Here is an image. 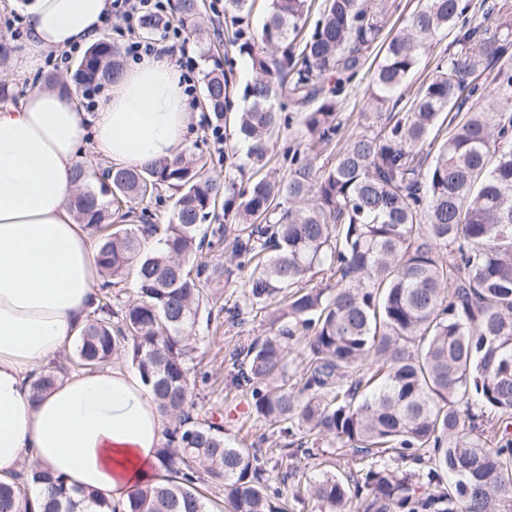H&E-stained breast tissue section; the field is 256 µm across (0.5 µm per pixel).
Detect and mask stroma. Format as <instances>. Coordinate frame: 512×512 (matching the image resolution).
Here are the masks:
<instances>
[{"label": "stroma", "instance_id": "35a3bbf8", "mask_svg": "<svg viewBox=\"0 0 512 512\" xmlns=\"http://www.w3.org/2000/svg\"><path fill=\"white\" fill-rule=\"evenodd\" d=\"M204 3L202 24L207 35L201 42L190 40L189 53L197 58L203 53H210L213 59L220 61L223 68L232 69L235 85H243L252 76L251 64L247 57L225 49L233 29L224 21V0H204ZM17 15V9L11 7L8 0H0V34L5 35V44L10 51L6 62L0 64V82L7 85L13 100L18 102L30 90L45 88L48 75L69 78L74 65L70 62L60 65L50 54L33 53L28 34L17 33L11 25ZM339 106L337 118L342 124V137L360 132L377 119V112L369 102L367 81L352 84L340 97ZM204 125L201 119L191 121L183 142L184 150L203 158L212 176L219 179L227 175L237 176L239 170L248 169L245 150L236 136H225L223 145H215L211 137L205 135ZM266 315V310L253 309L246 316L245 326L232 329L228 327L224 313L218 311L210 327L199 331L202 364L212 376L209 404L221 411L225 435L235 445L251 444L262 435L267 438V447H274L280 441L272 427L244 413L243 408L248 405L249 399L230 384L229 352L249 343L253 337L268 335L270 328ZM342 453L339 446L323 443L316 447L314 456L300 455L289 460L288 466L295 472L294 477L288 480L289 487H296L300 483L309 484L323 472L335 471Z\"/></svg>", "mask_w": 512, "mask_h": 512}]
</instances>
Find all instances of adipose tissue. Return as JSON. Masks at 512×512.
<instances>
[{
    "instance_id": "1",
    "label": "adipose tissue",
    "mask_w": 512,
    "mask_h": 512,
    "mask_svg": "<svg viewBox=\"0 0 512 512\" xmlns=\"http://www.w3.org/2000/svg\"><path fill=\"white\" fill-rule=\"evenodd\" d=\"M109 0H27L31 45L63 51L95 39ZM190 114L168 53L112 82L96 114L61 87L0 105V481L24 462L70 486L124 504L158 479L167 426L138 373L114 364L33 396L29 376L50 367L98 303L96 250L70 206L79 149L141 167L182 147Z\"/></svg>"
}]
</instances>
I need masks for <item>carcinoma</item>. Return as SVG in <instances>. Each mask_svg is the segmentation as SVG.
Segmentation results:
<instances>
[{
    "label": "carcinoma",
    "mask_w": 512,
    "mask_h": 512,
    "mask_svg": "<svg viewBox=\"0 0 512 512\" xmlns=\"http://www.w3.org/2000/svg\"><path fill=\"white\" fill-rule=\"evenodd\" d=\"M314 5L268 0L257 38L239 30L232 41L253 71L239 88L248 106L234 118L253 166L271 161L282 112L303 113L309 139L285 151L287 174L240 188L182 151L140 168L110 164L100 176L75 169L71 205L96 236L101 296L71 354L33 376V392L120 355L168 419L164 474L136 489L124 512H285L293 472L272 486L261 443L234 446L223 422L201 417L208 375L197 327L212 319L214 300L204 285L227 288L245 271L250 305L277 304L274 334L233 350L231 385L280 436L305 426L311 442L349 449L342 473L309 487L324 512H512V0H419L395 33L385 31L387 0H323L305 39ZM203 7L171 4L196 34ZM253 7L224 0L238 22ZM455 27L453 49L399 109L400 87ZM362 72L378 120L319 166L341 130L325 84ZM121 73L119 47L101 39L72 79L80 88ZM232 88L214 62L203 78L208 125L226 127ZM163 190L173 213L156 224L147 216ZM221 240L224 263L212 264ZM129 279L135 300L119 289ZM306 445L285 443L278 460L311 455ZM376 454L417 468L365 463ZM25 480L45 500L0 483V512H117L37 466Z\"/></svg>",
    "instance_id": "carcinoma-1"
}]
</instances>
